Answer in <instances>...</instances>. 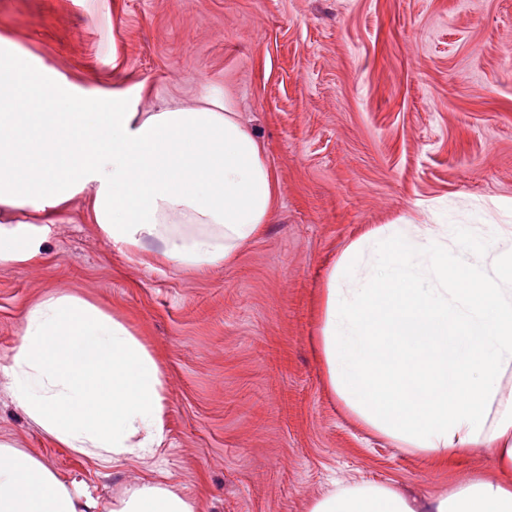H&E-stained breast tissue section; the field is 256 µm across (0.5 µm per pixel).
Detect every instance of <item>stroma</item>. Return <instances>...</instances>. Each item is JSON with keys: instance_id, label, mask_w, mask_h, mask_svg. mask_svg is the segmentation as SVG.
<instances>
[{"instance_id": "35a3bbf8", "label": "stroma", "mask_w": 512, "mask_h": 512, "mask_svg": "<svg viewBox=\"0 0 512 512\" xmlns=\"http://www.w3.org/2000/svg\"><path fill=\"white\" fill-rule=\"evenodd\" d=\"M0 35L142 109L225 99L280 189L265 231L203 275L127 261L75 212L41 267L0 265V364L28 306L74 293L161 354L168 410L157 457L106 468L30 424L0 373V440L105 502L157 468L202 512H309L336 480L447 493L329 393L316 301L380 225H461L477 260L512 224V0H0Z\"/></svg>"}]
</instances>
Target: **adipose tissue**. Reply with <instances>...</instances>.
Masks as SVG:
<instances>
[{"instance_id": "obj_1", "label": "adipose tissue", "mask_w": 512, "mask_h": 512, "mask_svg": "<svg viewBox=\"0 0 512 512\" xmlns=\"http://www.w3.org/2000/svg\"><path fill=\"white\" fill-rule=\"evenodd\" d=\"M278 184L257 137L218 99L138 109L119 92L78 89L0 37V265L39 266L50 227L79 209L110 247L190 273L231 263L277 212ZM454 225L387 224L354 278L360 245L321 292L316 338L329 392L407 453L451 467L491 445L498 477L458 478L417 499L393 484L342 482L310 512H512V225L482 262L452 252ZM0 370L14 404L55 444L109 464L166 439L160 357L121 316L74 294L27 308ZM0 512H202L168 474L109 503L81 480L0 441Z\"/></svg>"}]
</instances>
